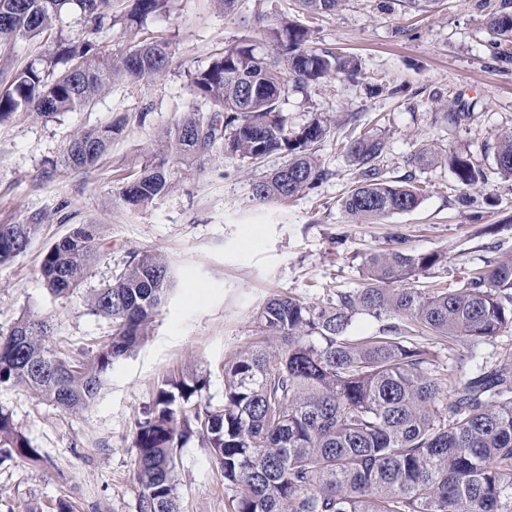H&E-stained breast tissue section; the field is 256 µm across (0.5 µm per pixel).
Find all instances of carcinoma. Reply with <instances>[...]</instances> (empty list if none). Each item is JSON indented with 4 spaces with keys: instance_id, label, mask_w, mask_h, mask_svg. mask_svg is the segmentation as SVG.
Returning a JSON list of instances; mask_svg holds the SVG:
<instances>
[{
    "instance_id": "cac0c4a2",
    "label": "carcinoma",
    "mask_w": 512,
    "mask_h": 512,
    "mask_svg": "<svg viewBox=\"0 0 512 512\" xmlns=\"http://www.w3.org/2000/svg\"><path fill=\"white\" fill-rule=\"evenodd\" d=\"M129 32L166 10L168 0H130ZM312 16L336 10L339 0H297ZM74 10L96 32L113 20L112 0H0V37L33 39ZM493 54H512V3L488 15ZM274 52L243 43L224 50L191 75L192 106L164 133V144L123 187L132 206L167 194L176 164H202L219 148L253 163L273 153L281 167L253 185V197L278 203L317 187L327 175L313 146L328 134L315 117L294 127L280 110L288 82L301 86L331 75L351 78L358 58L319 48L312 31L286 23L267 29ZM169 61L162 41L132 44L106 59L87 38L61 39L48 55L16 72L0 88V122L17 112L43 116L88 107L116 77L144 80ZM120 125L78 132L61 159L71 169L95 164ZM386 142L363 133L343 144L357 181L341 208L354 224H379L415 210V178L385 176ZM495 165L512 179V134L499 138ZM460 189L485 182L463 152H448ZM36 225L13 224L0 233V265L23 254ZM100 254L99 227L82 224L51 245L39 275L54 295L79 291ZM446 259L441 252L399 246L369 255L364 287L317 306L274 296L256 314L262 336L224 366V404L199 406L203 374L163 379L137 421L132 447L140 493L137 512H179L177 451L201 437L232 490L229 512H512V370L495 368L457 378L451 394L429 370L428 353L409 341L400 322L431 337L473 348L512 327V255L470 270L460 288L406 286ZM172 286L160 253L144 251L112 282L85 293L90 311L112 327L108 339L67 356L51 338L54 325L28 312L0 333V389H25L65 412L98 399L115 362L150 335ZM395 324L380 336H353L355 316ZM41 454L0 408V460L38 461Z\"/></svg>"
}]
</instances>
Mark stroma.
Here are the masks:
<instances>
[{
    "label": "stroma",
    "instance_id": "obj_1",
    "mask_svg": "<svg viewBox=\"0 0 512 512\" xmlns=\"http://www.w3.org/2000/svg\"><path fill=\"white\" fill-rule=\"evenodd\" d=\"M478 2L440 0L422 13L403 0H341L335 12L312 18L296 0H237L229 14L216 0H170L132 37L119 20L128 4L116 0L117 22L91 36L98 50L118 56L130 39L162 40L169 45L166 68L148 80L116 79L77 112H19L0 123V224L36 227L27 251L0 265V331L30 310L52 318L53 343L62 350L80 351L109 334L107 321L81 295H51L38 274L47 248L80 224L101 228L102 258L87 287L111 282L145 250L164 254L174 276L151 336L115 364L87 410L67 414L29 392L0 389V407L48 459L0 465V512H56L62 498L74 512H135V423L158 384L192 370L209 379L203 401L222 405L224 363L258 342L255 315L262 305L278 294L319 306L335 302L362 286L366 257L390 247L391 236L401 235L416 252L446 253L445 263L414 279L418 288L459 287L469 270L512 254V179L496 174L494 163L499 137L512 134V71L489 57L487 12ZM288 19L310 28L319 47L361 62L356 79L292 86L281 102L295 126L315 117L327 124L315 146L326 179L288 202L261 204L252 185L280 167L281 154L253 166L219 150L204 165L182 167L173 189L151 205L126 204L123 186L188 110L191 74L245 39L269 52L263 28ZM83 32L79 12L71 10L43 36L0 42V88L57 39ZM452 110L461 120L449 119ZM116 121L122 131L91 169L59 165L74 134ZM363 131L384 137L388 177L411 174L425 186L414 211L379 224H354L342 212L356 170L340 144ZM426 146L467 153L486 172L487 181L471 191L480 216L456 203L446 164L414 165ZM414 339L434 359L447 390L461 371L512 365V328L474 355L425 333ZM176 480L180 512H227L224 476L199 439L181 448Z\"/></svg>",
    "mask_w": 512,
    "mask_h": 512
}]
</instances>
